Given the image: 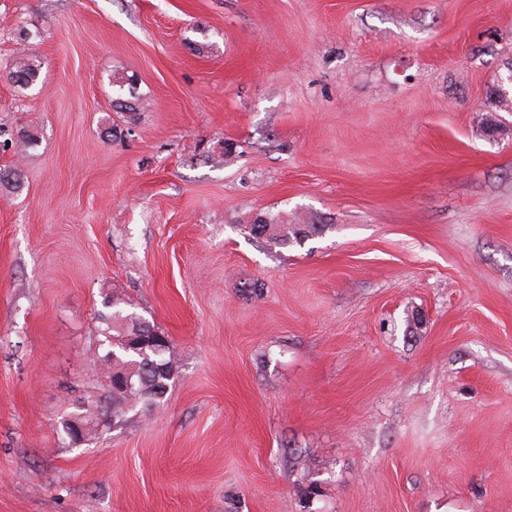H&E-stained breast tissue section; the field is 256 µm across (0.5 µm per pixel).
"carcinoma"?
<instances>
[{
    "instance_id": "1",
    "label": "carcinoma",
    "mask_w": 512,
    "mask_h": 512,
    "mask_svg": "<svg viewBox=\"0 0 512 512\" xmlns=\"http://www.w3.org/2000/svg\"><path fill=\"white\" fill-rule=\"evenodd\" d=\"M40 65L26 52L18 54L11 63L9 76L23 92L36 84ZM16 154L24 157L39 146V137L33 130L19 132L12 142ZM0 187L11 192H19L24 187V172L16 166L0 170ZM251 235L267 239L279 245L301 242L320 232L318 224H290L280 216H267L261 224V231L250 226ZM129 303L119 298L106 301L109 312L101 316L102 327L99 346L102 352L96 353V364L103 367L102 387L112 395V409L99 411L98 399L102 395L88 392L83 398L84 408H76L75 413L84 415L89 424L88 439L97 434V427L123 419L129 412L138 410L149 413L164 402L170 382L176 373V361L168 343H153L143 349L137 344V337L150 336L156 326L127 309Z\"/></svg>"
}]
</instances>
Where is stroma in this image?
<instances>
[{"label":"stroma","mask_w":512,"mask_h":512,"mask_svg":"<svg viewBox=\"0 0 512 512\" xmlns=\"http://www.w3.org/2000/svg\"><path fill=\"white\" fill-rule=\"evenodd\" d=\"M511 74L512 0H0V512H512ZM111 296L178 369L74 447ZM36 62V59L23 50L11 63L9 76L19 92H24L36 84L40 70V65ZM257 222L261 227L260 233L256 232L255 225L251 224L249 232L257 238L267 239L279 245H286L293 242H301L305 238L320 232L319 224H288V220L280 216H266ZM287 221V222H286Z\"/></svg>","instance_id":"obj_1"}]
</instances>
